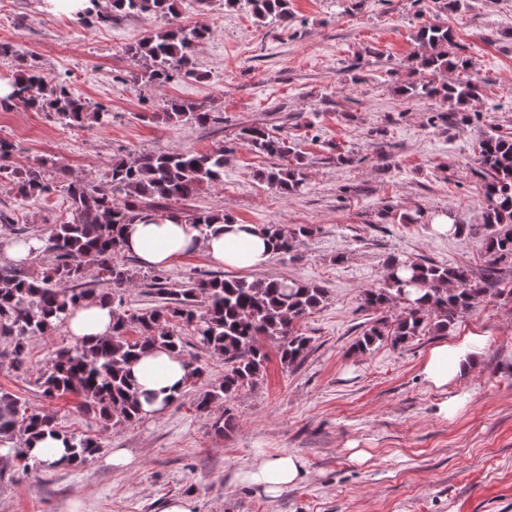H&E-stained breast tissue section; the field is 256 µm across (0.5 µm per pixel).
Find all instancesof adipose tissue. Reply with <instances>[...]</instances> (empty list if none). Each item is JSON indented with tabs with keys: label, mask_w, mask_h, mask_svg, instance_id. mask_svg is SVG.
Returning a JSON list of instances; mask_svg holds the SVG:
<instances>
[{
	"label": "adipose tissue",
	"mask_w": 512,
	"mask_h": 512,
	"mask_svg": "<svg viewBox=\"0 0 512 512\" xmlns=\"http://www.w3.org/2000/svg\"><path fill=\"white\" fill-rule=\"evenodd\" d=\"M203 252L228 269H264L273 248L267 236L253 224L234 221L216 225L208 236H199L193 225L175 214L142 213L135 223L126 225L124 252L145 268L167 267L183 256ZM67 330L73 343L87 344L110 336L112 307L96 298H88L71 312ZM486 345L483 333L470 331L433 346L421 366L424 380L445 392L448 385L467 377L477 367ZM139 389L140 414L145 418L160 416L183 392L190 368L177 353L154 349L129 366ZM303 474L301 459L293 454L257 455L241 475L242 482L276 496Z\"/></svg>",
	"instance_id": "adipose-tissue-1"
}]
</instances>
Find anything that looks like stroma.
Listing matches in <instances>:
<instances>
[{"instance_id": "obj_1", "label": "stroma", "mask_w": 512, "mask_h": 512, "mask_svg": "<svg viewBox=\"0 0 512 512\" xmlns=\"http://www.w3.org/2000/svg\"><path fill=\"white\" fill-rule=\"evenodd\" d=\"M283 24L259 23L245 7L181 0L185 21L210 31L196 51V79L134 84L125 49L155 18L91 23L47 11L43 0H12L0 18V79L30 66L67 77L104 126L66 125L20 101L0 108V140L13 143L18 163L42 166L52 187L45 198L22 199L0 185V208L47 237L69 206L67 185L105 187L112 163L159 150L206 153L223 148L224 181L179 202L189 213L224 212L243 224L310 226L293 252L273 255L256 277L298 280L326 290L321 307L299 324L311 338L305 359L283 367L271 359L256 385L230 402L199 413L196 400L224 376L223 356L201 347L182 323L185 360L205 374L190 380L161 416L103 428L78 396L47 399L32 371L46 368L69 344L66 328L33 340L30 373L14 370L0 342V389L53 416L61 430L99 437L86 465L10 466L0 471V512H162L174 496H189L197 512H512V302L487 295L459 319L453 335L487 336L481 364L447 393L464 397L454 419L438 415L444 394L420 368L440 340L426 334L399 347L377 343L364 355L349 348L378 319L395 320L398 306H364L363 292L384 285L389 260L431 262L480 276L484 237L477 225L487 206L479 174V143L494 129L512 132V0H464L455 12L434 0H289ZM438 24L469 57L466 72L479 96L465 119L442 122L446 103L399 93L409 83H441L417 70L416 33ZM205 104L218 123L171 124L160 117L173 102ZM265 123L300 151L304 181L281 196L259 177L276 158L249 150L240 128ZM422 210L416 224L403 213ZM452 210L468 230L433 235L429 215ZM162 273L169 287L228 276L203 253L188 254ZM231 410L236 428L215 431ZM132 462L107 464L111 449ZM302 458L304 476L273 497L238 475L255 451ZM364 451L363 460L354 452Z\"/></svg>"}]
</instances>
